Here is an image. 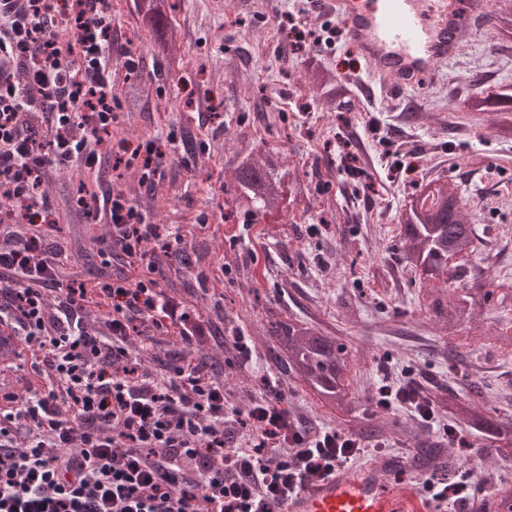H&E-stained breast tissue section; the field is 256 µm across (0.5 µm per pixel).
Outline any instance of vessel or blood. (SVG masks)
<instances>
[{
  "label": "vessel or blood",
  "mask_w": 512,
  "mask_h": 512,
  "mask_svg": "<svg viewBox=\"0 0 512 512\" xmlns=\"http://www.w3.org/2000/svg\"><path fill=\"white\" fill-rule=\"evenodd\" d=\"M342 19L350 43L370 65V80L401 94L427 86L460 51L461 33L485 22V0H317ZM400 461L341 467L306 484L288 512H439Z\"/></svg>",
  "instance_id": "vessel-or-blood-1"
}]
</instances>
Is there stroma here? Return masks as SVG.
<instances>
[{
    "label": "stroma",
    "instance_id": "1",
    "mask_svg": "<svg viewBox=\"0 0 512 512\" xmlns=\"http://www.w3.org/2000/svg\"><path fill=\"white\" fill-rule=\"evenodd\" d=\"M169 15L183 57L176 67L154 56L153 37L138 20L135 0H109L113 64L125 53L139 60L136 83L121 82L122 109L113 138L136 149L146 138L177 131L183 142L167 153L151 193L140 191L135 168L104 167L87 178L123 184L150 223L178 227L191 266L173 262L167 277L200 315L225 336H247L252 367L236 365L231 344L182 345L167 338L141 351V367L182 350L193 360L221 358L224 391L249 410L265 377L281 376L262 331L264 309L317 324L351 346L360 385L349 413L320 407L300 383L285 380L284 406L310 430L370 416L413 421L408 411L373 408L384 375L414 370L425 388L464 392L462 376L486 388L492 414L512 417V354L485 347L484 337L512 322V302L478 312L457 339L429 319L401 259L397 214L414 185L448 180L465 198L477 238L467 267L487 281L512 285V138L498 137L487 116L457 124L453 106L481 75V90L512 83V45L501 48L491 27L466 32L455 60L437 81L398 97L368 77V65L341 40L303 42L290 35L285 15L304 29L326 33L340 20L318 12L315 0H175ZM332 73L350 90L348 108L324 112L308 79L311 69ZM272 159L286 174L285 208L257 213L252 224L232 206L228 188L239 151ZM75 173L54 170L39 195L51 202L48 238L84 279L97 273L95 238L106 224L89 223L77 199ZM469 453H485L474 478L470 512L494 488H512V458L489 455L493 439L458 424Z\"/></svg>",
    "mask_w": 512,
    "mask_h": 512
}]
</instances>
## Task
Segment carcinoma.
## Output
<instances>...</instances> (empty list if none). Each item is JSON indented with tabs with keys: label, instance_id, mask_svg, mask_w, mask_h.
<instances>
[{
	"label": "carcinoma",
	"instance_id": "obj_1",
	"mask_svg": "<svg viewBox=\"0 0 512 512\" xmlns=\"http://www.w3.org/2000/svg\"><path fill=\"white\" fill-rule=\"evenodd\" d=\"M173 8L170 0H136L142 25L155 37V56L170 65L177 62L166 32L167 13ZM494 20V34L500 43H512V0H502ZM318 80L323 89L322 105L327 109L336 107L341 86L333 77L320 76ZM461 105L467 112L492 113V125L499 135L512 137V84H500L490 93L475 91ZM233 184L235 201L245 215L272 208L284 200L287 192L283 176L273 162L261 164L249 155L234 168ZM397 221L402 231V260L413 281L421 283L444 274L452 278L466 275L461 260L472 252L476 229L454 183L433 179L415 188ZM505 298L507 295H498L494 289L476 294L464 285L432 288L427 308L451 336L471 322L478 309ZM264 328L286 375L302 383L323 406L343 411L352 400L353 387V359L346 343L315 325L285 318L274 309L267 310ZM432 399L455 419L491 434L499 443L492 449L496 456L512 457V418H493L487 413L482 387L471 383L465 395L450 393L444 398L434 394Z\"/></svg>",
	"mask_w": 512,
	"mask_h": 512
}]
</instances>
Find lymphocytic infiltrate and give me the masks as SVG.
Here are the masks:
<instances>
[{"label": "lymphocytic infiltrate", "mask_w": 512, "mask_h": 512, "mask_svg": "<svg viewBox=\"0 0 512 512\" xmlns=\"http://www.w3.org/2000/svg\"><path fill=\"white\" fill-rule=\"evenodd\" d=\"M67 26L72 41L60 42ZM106 0H0V199L10 231L0 238V341L41 357L43 388H0V512H285L307 483L364 451L340 429H303L282 408L279 382L264 381L248 413L224 396L206 364L174 357L143 371L131 335L200 343L217 332L163 286L182 254L178 232L161 236L122 186L85 191L82 215L110 226L97 240L104 266L124 272L73 278L62 247L34 219L51 168L110 162L136 167L152 186L175 136L124 157L113 142L119 98L112 79ZM27 220V232L13 223ZM107 304L101 325L86 303ZM378 407L437 411L415 379L382 386Z\"/></svg>", "instance_id": "obj_1"}]
</instances>
